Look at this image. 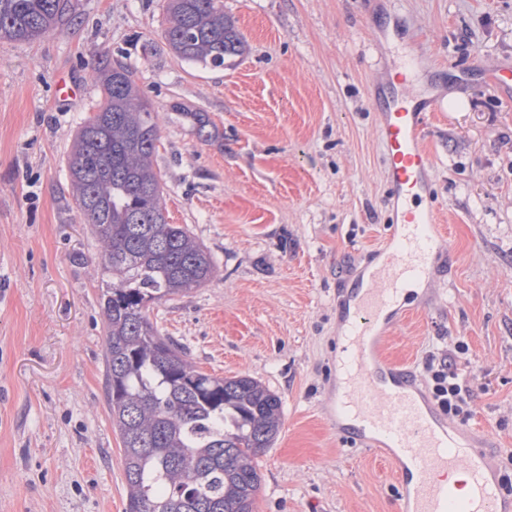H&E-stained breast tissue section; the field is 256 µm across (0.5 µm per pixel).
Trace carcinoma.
Segmentation results:
<instances>
[{
    "instance_id": "carcinoma-1",
    "label": "carcinoma",
    "mask_w": 512,
    "mask_h": 512,
    "mask_svg": "<svg viewBox=\"0 0 512 512\" xmlns=\"http://www.w3.org/2000/svg\"><path fill=\"white\" fill-rule=\"evenodd\" d=\"M164 37L183 60L228 68L246 52L224 0H167ZM70 0H0V40L54 32ZM103 104L78 129L69 182L99 249L103 360L112 427L122 443L124 512H254L258 458L282 425L280 398L248 376L200 370L150 319L155 303L211 282L209 250L167 220L153 166L158 116L133 72L94 51ZM201 141L218 138L205 112L181 103Z\"/></svg>"
}]
</instances>
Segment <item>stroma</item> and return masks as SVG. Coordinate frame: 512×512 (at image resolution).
I'll use <instances>...</instances> for the list:
<instances>
[{"instance_id":"obj_1","label":"stroma","mask_w":512,"mask_h":512,"mask_svg":"<svg viewBox=\"0 0 512 512\" xmlns=\"http://www.w3.org/2000/svg\"><path fill=\"white\" fill-rule=\"evenodd\" d=\"M71 5L62 29L0 41V512L125 508L96 244L68 180L101 100L99 47L159 112L167 219L217 267L151 320L199 369L281 400L255 512H391L400 490L394 456L338 432L336 391L342 312L392 231L380 93L412 62L403 93L441 103L424 148L453 259L411 294L384 353L429 399L428 359L467 343L455 367L470 413L449 423L490 433L512 490V83L490 86L512 68V0H224L247 45L231 69L176 56L165 0ZM452 96L466 111H448ZM176 103L223 141H199Z\"/></svg>"}]
</instances>
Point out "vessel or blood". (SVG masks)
I'll return each mask as SVG.
<instances>
[{"mask_svg":"<svg viewBox=\"0 0 512 512\" xmlns=\"http://www.w3.org/2000/svg\"><path fill=\"white\" fill-rule=\"evenodd\" d=\"M435 104L394 92L380 114L379 132L395 215L383 263L359 286L349 315L336 416L356 423L361 439L392 449L404 492L393 512H512L489 461V435L451 429L423 399L408 373L380 353L401 322L406 284L423 283L442 249L437 215L426 207L431 163L422 141Z\"/></svg>","mask_w":512,"mask_h":512,"instance_id":"obj_1","label":"vessel or blood"}]
</instances>
